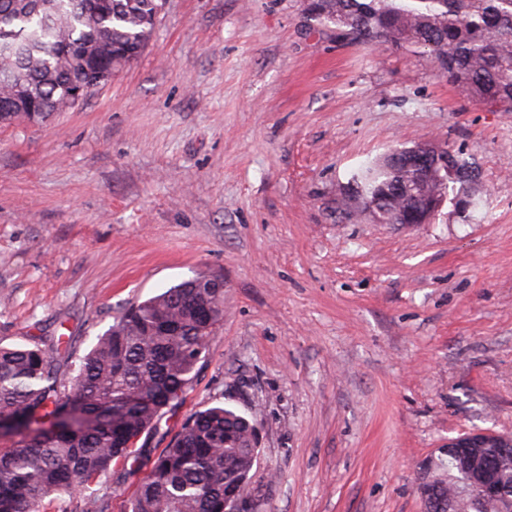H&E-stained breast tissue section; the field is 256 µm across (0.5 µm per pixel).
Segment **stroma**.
Returning <instances> with one entry per match:
<instances>
[{
	"mask_svg": "<svg viewBox=\"0 0 512 512\" xmlns=\"http://www.w3.org/2000/svg\"><path fill=\"white\" fill-rule=\"evenodd\" d=\"M479 171L464 212L380 224L344 195L397 147ZM200 271L224 322L183 399L253 416L261 512H422L472 430L512 436V112L416 48L367 46L300 0H167L130 65L75 110L0 126V343L70 340ZM139 479L98 483L128 512Z\"/></svg>",
	"mask_w": 512,
	"mask_h": 512,
	"instance_id": "1",
	"label": "stroma"
}]
</instances>
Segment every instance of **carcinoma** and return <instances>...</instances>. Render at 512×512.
Returning a JSON list of instances; mask_svg holds the SVG:
<instances>
[{
    "instance_id": "obj_1",
    "label": "carcinoma",
    "mask_w": 512,
    "mask_h": 512,
    "mask_svg": "<svg viewBox=\"0 0 512 512\" xmlns=\"http://www.w3.org/2000/svg\"><path fill=\"white\" fill-rule=\"evenodd\" d=\"M304 14L365 45L422 48L452 84L512 112V0H302ZM163 0H0V124L77 106L72 87H99L135 60L152 38ZM448 203L466 210L457 188L478 181L475 166L448 149ZM416 170L383 160L354 174L364 205L382 199L384 223H416ZM198 272L122 309L93 347L58 373L63 337L51 345L0 346V428L25 430L0 448V512H42L46 500L83 492L80 512H103L94 483L112 466L146 467L130 512H258L264 494L249 491L256 462L255 420L224 406L189 416L173 443L141 461L138 438L159 429L167 404L182 399L209 336L224 320V289L201 288ZM200 302L216 317L204 326ZM438 476L419 486L426 512H512V436L484 448L448 449Z\"/></svg>"
}]
</instances>
